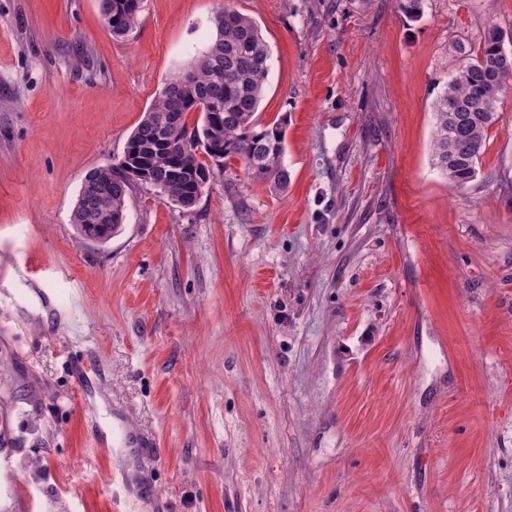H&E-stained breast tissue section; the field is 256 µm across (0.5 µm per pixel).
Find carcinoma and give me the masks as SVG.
<instances>
[{
	"label": "carcinoma",
	"mask_w": 512,
	"mask_h": 512,
	"mask_svg": "<svg viewBox=\"0 0 512 512\" xmlns=\"http://www.w3.org/2000/svg\"><path fill=\"white\" fill-rule=\"evenodd\" d=\"M103 19L119 16L110 32L126 37L135 26L140 0H98ZM215 37L182 74L177 86L162 88L150 109L127 139L129 166L119 163L96 170L98 183L112 188L100 206L78 193L73 224L84 241L106 243L124 223L126 201L133 184L165 182L161 194L173 204L190 208L209 184L214 170L242 162L248 179L283 191L290 184L284 162L288 116L262 123L258 111L265 96L270 52L260 26L249 16L219 4L212 16ZM498 40L484 34L465 64L448 79L434 106L432 161L457 186L471 182L487 148L489 130L498 121L497 105L508 81H500L494 61ZM201 114L189 125L186 115ZM177 116L174 143L160 147L155 134L161 117ZM208 163L198 159L199 154ZM176 177L167 179L168 173ZM112 212V223H100L99 208Z\"/></svg>",
	"instance_id": "1"
}]
</instances>
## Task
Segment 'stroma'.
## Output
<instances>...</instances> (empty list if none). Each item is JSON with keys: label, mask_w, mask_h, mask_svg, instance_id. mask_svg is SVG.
I'll return each instance as SVG.
<instances>
[{"label": "stroma", "mask_w": 512, "mask_h": 512, "mask_svg": "<svg viewBox=\"0 0 512 512\" xmlns=\"http://www.w3.org/2000/svg\"><path fill=\"white\" fill-rule=\"evenodd\" d=\"M220 0H0V512H512V88L471 182L433 103L512 0H227L261 26L287 191L71 214ZM81 292L79 339L58 309ZM126 429L127 445L112 431ZM140 2V0H98V9L105 23L111 16L122 18L119 26L112 25V29L108 27L113 37L124 38L131 32L137 20Z\"/></svg>", "instance_id": "stroma-1"}]
</instances>
